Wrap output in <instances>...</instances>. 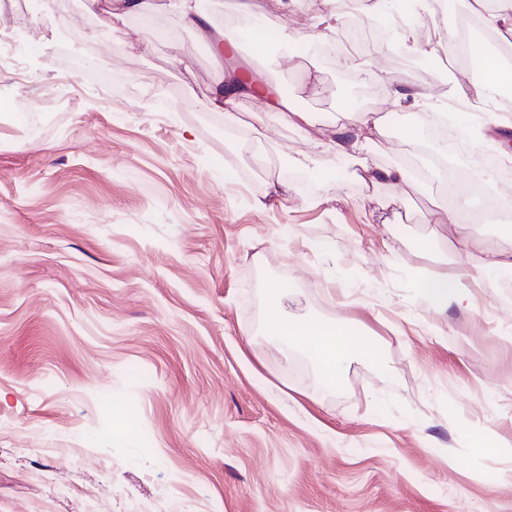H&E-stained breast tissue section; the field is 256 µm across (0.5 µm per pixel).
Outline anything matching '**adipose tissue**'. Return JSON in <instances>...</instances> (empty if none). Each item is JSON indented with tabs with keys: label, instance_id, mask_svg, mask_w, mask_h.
<instances>
[{
	"label": "adipose tissue",
	"instance_id": "1",
	"mask_svg": "<svg viewBox=\"0 0 512 512\" xmlns=\"http://www.w3.org/2000/svg\"><path fill=\"white\" fill-rule=\"evenodd\" d=\"M470 51L478 60L476 73L468 80L456 81L449 89L450 97L481 101L489 98L491 92L512 85L511 67L503 66L494 55L479 45H471ZM246 101L265 102L266 106L274 108L280 115L289 116L306 127L316 125L312 113L293 110L287 97L269 82L253 80L243 83L226 73L217 80L208 105L222 111L225 119L231 121ZM384 131L385 126L380 118L362 113L354 123L341 126L335 131L326 141L325 147L338 158L354 162L351 175L364 184L417 183L418 178L410 168L376 170L359 163L358 157L365 147L381 137ZM447 220L455 231L450 249L440 258L439 269L420 279L417 288L424 299L437 309H468L472 306L471 283L489 279L495 270L512 268V249L500 251L495 259H488L482 251L476 249L473 235L464 230L465 225L473 221L468 210L458 208L450 211ZM267 296L270 312L265 325L269 335L304 351L328 386L335 387L343 383L352 361L374 356L373 345L355 334L343 321L286 316L281 308L285 293L280 285L271 284Z\"/></svg>",
	"mask_w": 512,
	"mask_h": 512
}]
</instances>
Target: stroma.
Segmentation results:
<instances>
[{"label": "stroma", "mask_w": 512, "mask_h": 512, "mask_svg": "<svg viewBox=\"0 0 512 512\" xmlns=\"http://www.w3.org/2000/svg\"><path fill=\"white\" fill-rule=\"evenodd\" d=\"M24 2L6 36L24 80L0 71V512H512V270L433 308L416 280L448 227L425 218L454 201L363 184L321 145L368 112L386 133L367 165L405 164L423 132L391 87L445 107L474 59L412 70L376 45L350 84L346 48L317 51L336 41L320 0H248L266 49L240 38L235 59L318 114L310 137L258 102L232 123L208 107L218 67L174 0L120 19ZM87 52L121 88L72 64ZM271 282L289 314L364 327L375 357L324 385L265 335ZM484 430L499 454L474 449Z\"/></svg>", "instance_id": "35a3bbf8"}]
</instances>
